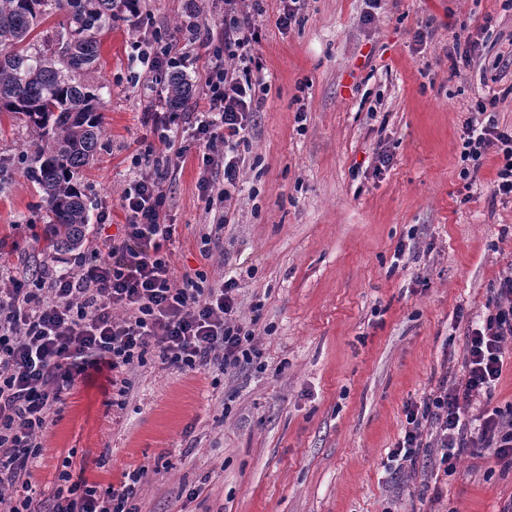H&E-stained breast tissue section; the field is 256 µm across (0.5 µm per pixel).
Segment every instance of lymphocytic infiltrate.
Instances as JSON below:
<instances>
[{
    "label": "lymphocytic infiltrate",
    "mask_w": 512,
    "mask_h": 512,
    "mask_svg": "<svg viewBox=\"0 0 512 512\" xmlns=\"http://www.w3.org/2000/svg\"><path fill=\"white\" fill-rule=\"evenodd\" d=\"M213 2L224 14L222 29L203 31L192 22L185 41L134 46L151 81L161 72L193 67L195 46L205 47L208 57L200 73L203 110L154 115L161 146L136 160L143 171L121 198L128 216L122 236L104 240L102 254L75 269H45L0 286V512H139L133 498L140 468L100 491L74 478L68 458L51 495L32 486L29 463L42 454L52 410L88 370H109L113 384L125 388L151 350L183 372L264 366L255 331L239 314L238 279L213 284L198 270L177 280L160 253L175 231L162 211L164 170L175 153L172 125L193 130L205 148L204 164L223 169L224 188L204 178L199 189L224 199L239 177L238 146L249 118L261 106L253 81L260 64L250 46L260 37L262 0ZM462 147L465 163L479 162L493 148L502 152L493 193L512 198V131L472 117ZM494 294L493 311L467 327L464 379L440 380L408 409L391 461H415L429 446L438 449L447 470L468 448H486L512 462V405L471 412L474 397L495 388L502 375L504 345L512 341V274L500 278Z\"/></svg>",
    "instance_id": "f902f5d3"
}]
</instances>
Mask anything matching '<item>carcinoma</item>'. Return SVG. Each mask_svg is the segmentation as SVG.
<instances>
[{"instance_id": "cac0c4a2", "label": "carcinoma", "mask_w": 512, "mask_h": 512, "mask_svg": "<svg viewBox=\"0 0 512 512\" xmlns=\"http://www.w3.org/2000/svg\"><path fill=\"white\" fill-rule=\"evenodd\" d=\"M135 0H0V115L22 120L34 133L26 173L42 193L48 229L43 251H71L89 224L83 170L96 155L104 130L100 87L81 79L96 67L100 36ZM54 14L63 19L53 35L36 29ZM72 33L78 52L65 60L57 39ZM167 111L177 112L190 95L187 75L161 76Z\"/></svg>"}]
</instances>
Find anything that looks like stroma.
Returning <instances> with one entry per match:
<instances>
[{
	"label": "stroma",
	"instance_id": "obj_1",
	"mask_svg": "<svg viewBox=\"0 0 512 512\" xmlns=\"http://www.w3.org/2000/svg\"><path fill=\"white\" fill-rule=\"evenodd\" d=\"M186 0H146L114 22L96 70L105 133L83 172L89 232L79 253L43 251L45 210L20 155L25 124L0 120V265L24 279L72 268L101 237L120 235L136 155L157 145L161 86L141 81L133 44L172 33ZM262 69L227 202L198 188L204 147L165 174L163 246L175 276L240 280L264 369L181 372L149 353L126 395L90 373L64 396L41 441L32 485L48 494L65 458L105 489L145 467L140 512H501L512 466L466 449L451 471L436 449L401 470L390 449L407 405L444 373L463 377L469 320L493 308L512 273V199L494 196L502 156L462 178L463 126L483 99L512 129V7L507 0H305L288 29L264 0ZM483 42L454 65L455 40ZM390 160L374 172L379 147ZM229 215L202 254L200 237Z\"/></svg>",
	"mask_w": 512,
	"mask_h": 512
}]
</instances>
